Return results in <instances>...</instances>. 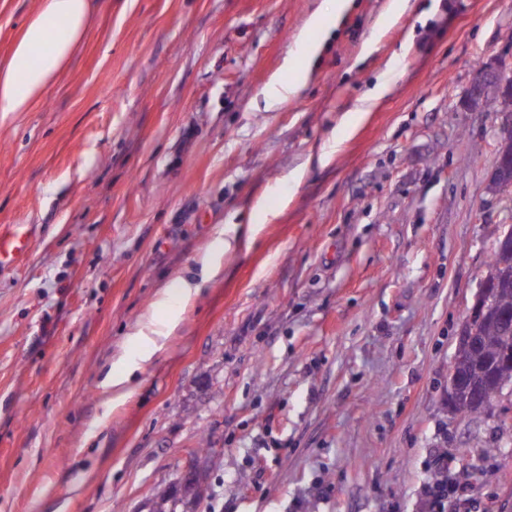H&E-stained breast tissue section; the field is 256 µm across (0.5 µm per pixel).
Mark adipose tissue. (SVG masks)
<instances>
[{"label":"adipose tissue","instance_id":"1","mask_svg":"<svg viewBox=\"0 0 512 512\" xmlns=\"http://www.w3.org/2000/svg\"><path fill=\"white\" fill-rule=\"evenodd\" d=\"M89 0H41L0 64V112H28L55 82L82 39Z\"/></svg>","mask_w":512,"mask_h":512}]
</instances>
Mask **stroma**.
Here are the masks:
<instances>
[{
	"instance_id": "stroma-1",
	"label": "stroma",
	"mask_w": 512,
	"mask_h": 512,
	"mask_svg": "<svg viewBox=\"0 0 512 512\" xmlns=\"http://www.w3.org/2000/svg\"><path fill=\"white\" fill-rule=\"evenodd\" d=\"M328 2L90 0L41 102L0 113V229L28 236L0 267V512H148L192 464L195 512H425L443 478L450 512H512V428L448 411L512 225V193L485 191L498 119L461 102L512 57V0H352L267 106ZM39 4L0 0V61ZM207 253L220 275L182 300ZM122 360L135 390L105 405ZM300 53H293L286 58L284 63V70L293 72V77L287 83L281 84L280 89H275L277 95L285 97L289 94H295L304 86L307 76L306 69L299 66ZM490 288V284L486 279H482L479 283V288L476 295V300L469 312V316L461 325L458 334H457V349L462 350L464 348H469L475 344V337L468 334V328L471 322L477 318L482 316L483 312L486 309L487 304V289Z\"/></svg>"
}]
</instances>
